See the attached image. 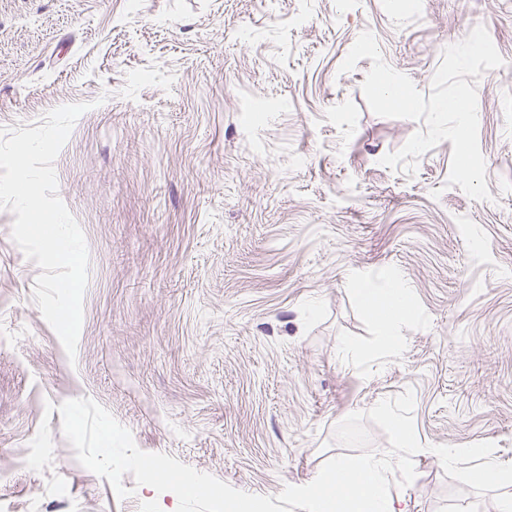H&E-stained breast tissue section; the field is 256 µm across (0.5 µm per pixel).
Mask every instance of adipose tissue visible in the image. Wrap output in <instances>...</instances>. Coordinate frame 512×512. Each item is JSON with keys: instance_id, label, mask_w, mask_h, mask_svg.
<instances>
[{"instance_id": "1", "label": "adipose tissue", "mask_w": 512, "mask_h": 512, "mask_svg": "<svg viewBox=\"0 0 512 512\" xmlns=\"http://www.w3.org/2000/svg\"><path fill=\"white\" fill-rule=\"evenodd\" d=\"M355 295L369 313L384 309L385 314L379 319L382 328L379 350L386 356L399 354L397 327L409 312L406 288L399 283L382 292L359 288ZM399 435L407 450L405 457L394 461L376 456L337 460L331 471L304 489L309 512H399V499L392 492V480L396 472L411 470L414 457L424 454L455 468L473 454L469 448L424 447L416 443L411 431L404 427L400 428Z\"/></svg>"}]
</instances>
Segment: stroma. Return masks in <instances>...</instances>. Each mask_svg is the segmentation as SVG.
<instances>
[{
	"instance_id": "1",
	"label": "stroma",
	"mask_w": 512,
	"mask_h": 512,
	"mask_svg": "<svg viewBox=\"0 0 512 512\" xmlns=\"http://www.w3.org/2000/svg\"><path fill=\"white\" fill-rule=\"evenodd\" d=\"M479 25L505 61L476 83L488 201L447 186V140L415 173L382 166L424 124L370 110V59L340 70L368 30L427 96ZM70 103L88 106L54 161L89 253L75 358L0 210V512H176L78 463L45 406L83 397L251 494L310 483L346 452L341 420L407 389L419 441L512 472V0H0V127ZM397 280L412 312L389 357L354 289ZM45 419L52 465L22 468ZM482 463L416 458L403 512H499Z\"/></svg>"
}]
</instances>
